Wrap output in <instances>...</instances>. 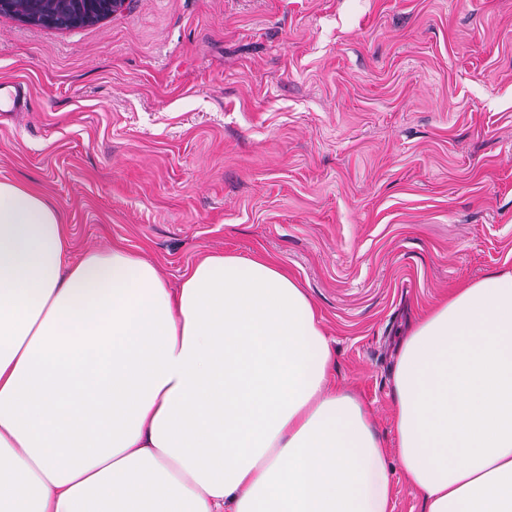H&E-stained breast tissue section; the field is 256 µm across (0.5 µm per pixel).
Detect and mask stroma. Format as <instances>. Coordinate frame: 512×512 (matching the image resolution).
<instances>
[{"instance_id":"1","label":"stroma","mask_w":512,"mask_h":512,"mask_svg":"<svg viewBox=\"0 0 512 512\" xmlns=\"http://www.w3.org/2000/svg\"><path fill=\"white\" fill-rule=\"evenodd\" d=\"M0 179L178 285L206 253L305 288L334 381L396 446L409 320L512 269V0H128L54 30L0 15Z\"/></svg>"}]
</instances>
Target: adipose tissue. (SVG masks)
Segmentation results:
<instances>
[{
  "mask_svg": "<svg viewBox=\"0 0 512 512\" xmlns=\"http://www.w3.org/2000/svg\"><path fill=\"white\" fill-rule=\"evenodd\" d=\"M304 289L208 254L178 287L122 245L70 258L43 194L0 179V512H512V270L407 330L397 448L331 382ZM387 463L395 493L392 512H422L421 494L405 482L395 453L390 454Z\"/></svg>",
  "mask_w": 512,
  "mask_h": 512,
  "instance_id": "1",
  "label": "adipose tissue"
}]
</instances>
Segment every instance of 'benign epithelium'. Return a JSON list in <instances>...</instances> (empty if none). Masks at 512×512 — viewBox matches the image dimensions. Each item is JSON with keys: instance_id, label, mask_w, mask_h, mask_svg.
Here are the masks:
<instances>
[{"instance_id": "benign-epithelium-1", "label": "benign epithelium", "mask_w": 512, "mask_h": 512, "mask_svg": "<svg viewBox=\"0 0 512 512\" xmlns=\"http://www.w3.org/2000/svg\"><path fill=\"white\" fill-rule=\"evenodd\" d=\"M127 0H0V14L23 23L71 29L97 24L121 10Z\"/></svg>"}]
</instances>
